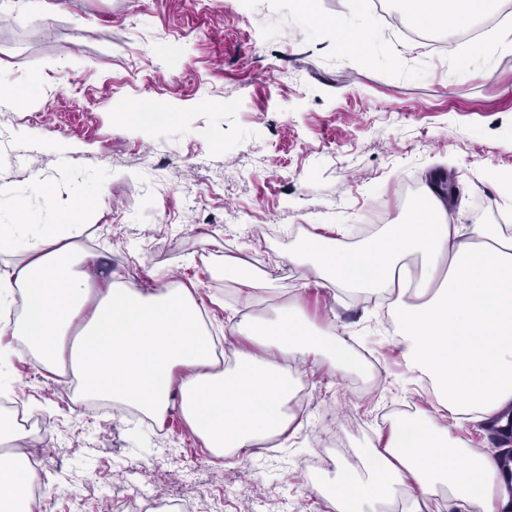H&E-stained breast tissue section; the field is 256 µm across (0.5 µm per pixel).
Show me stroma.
Segmentation results:
<instances>
[{
	"mask_svg": "<svg viewBox=\"0 0 512 512\" xmlns=\"http://www.w3.org/2000/svg\"><path fill=\"white\" fill-rule=\"evenodd\" d=\"M9 2L0 0V76L31 93L0 104L10 136L0 144V221L20 206L29 223L52 224L94 200L81 242L116 277L198 288L220 333L241 315L296 303L375 360L370 376L305 377L284 454L253 448L228 460L179 412L158 441L137 412L73 403L68 385L15 358L1 375L49 413L43 512H112L141 460L142 480L162 497L188 484L208 507L223 495L222 512H328L298 466L309 436L353 417L377 440L385 410L424 397L401 374L384 299L309 285L284 256L306 235L340 232L361 245L374 232L370 213L394 208L408 180L448 187L457 224L512 214L488 177L512 168V50L492 29L478 37L485 56L469 61L409 48L386 23L401 15L398 0L380 11L372 0H312L306 12L296 0H57L48 19ZM349 23L371 31L352 59L337 35ZM145 98L171 119H124ZM36 175L51 198L30 192ZM228 256L267 284L250 308L224 276Z\"/></svg>",
	"mask_w": 512,
	"mask_h": 512,
	"instance_id": "obj_1",
	"label": "stroma"
}]
</instances>
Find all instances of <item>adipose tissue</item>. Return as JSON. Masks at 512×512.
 <instances>
[{
	"mask_svg": "<svg viewBox=\"0 0 512 512\" xmlns=\"http://www.w3.org/2000/svg\"><path fill=\"white\" fill-rule=\"evenodd\" d=\"M499 0H404L408 15L454 32L471 27ZM424 207L402 224L379 227L365 244L311 237L289 252L310 284L383 295L401 328L392 344L407 374L428 380L431 398L409 427L391 422L378 467L335 464L328 488L332 512H371L394 486L407 494L401 512H425L443 497V512H512L501 449L472 446L468 424H512V228L475 224L462 231L444 200L426 190ZM75 210L53 224L22 213L0 224V255L18 254L0 274V308L22 311L0 323V337L21 341L58 376H73L84 397L165 418L179 408L192 432L218 458H238L259 442L285 435L297 380L296 359L348 370L333 324L314 328L297 308L272 321L231 328L232 361L220 364L194 292L153 288L106 274L79 240ZM25 436L0 421V512H31L24 486L37 475L13 453Z\"/></svg>",
	"mask_w": 512,
	"mask_h": 512,
	"instance_id": "ef3b65f1",
	"label": "adipose tissue"
}]
</instances>
